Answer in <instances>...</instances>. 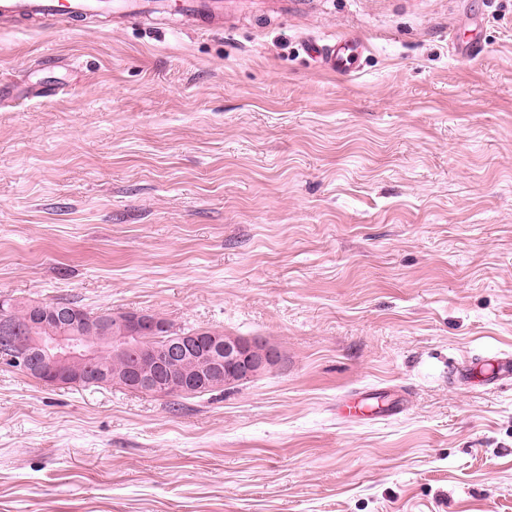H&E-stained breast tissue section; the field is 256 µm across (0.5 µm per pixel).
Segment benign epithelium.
<instances>
[{
	"instance_id": "7a95c632",
	"label": "benign epithelium",
	"mask_w": 512,
	"mask_h": 512,
	"mask_svg": "<svg viewBox=\"0 0 512 512\" xmlns=\"http://www.w3.org/2000/svg\"><path fill=\"white\" fill-rule=\"evenodd\" d=\"M9 307L11 304L1 298L0 360L49 387L77 384L83 373L76 365H94L105 352L116 360L132 354L136 361L123 374H103L97 385L157 396L195 394L193 379L187 376L190 360L203 362L200 377L205 384L222 381L226 386L249 382L285 361L281 347L264 337L233 333L202 336L177 329L168 321L159 324L153 314L143 311L120 310L110 318H100L93 336L18 335L5 317ZM55 310L74 323L83 317V310L77 307L64 310L56 304L41 303L31 307L38 314Z\"/></svg>"
}]
</instances>
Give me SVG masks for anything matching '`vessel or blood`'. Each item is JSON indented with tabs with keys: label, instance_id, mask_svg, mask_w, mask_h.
<instances>
[{
	"label": "vessel or blood",
	"instance_id": "b4317fda",
	"mask_svg": "<svg viewBox=\"0 0 512 512\" xmlns=\"http://www.w3.org/2000/svg\"><path fill=\"white\" fill-rule=\"evenodd\" d=\"M223 8V0H0V15L35 22H52L67 27L106 10L147 19L155 10L160 9L168 14L192 16L198 30L203 31L210 29L214 18ZM358 46V41L349 37L328 42L313 39L306 42L305 50L319 58L325 69L347 74L356 68ZM459 377L467 382L490 384L504 379L512 380V357L465 365Z\"/></svg>",
	"mask_w": 512,
	"mask_h": 512
}]
</instances>
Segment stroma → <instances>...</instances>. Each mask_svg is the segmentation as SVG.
<instances>
[{
  "mask_svg": "<svg viewBox=\"0 0 512 512\" xmlns=\"http://www.w3.org/2000/svg\"><path fill=\"white\" fill-rule=\"evenodd\" d=\"M346 33L352 74L304 49ZM6 87L32 98L0 106V295L286 361L192 398L0 364V512H512V381H451L512 354V0L0 18ZM362 390L399 414L346 422Z\"/></svg>",
  "mask_w": 512,
  "mask_h": 512,
  "instance_id": "obj_1",
  "label": "stroma"
}]
</instances>
